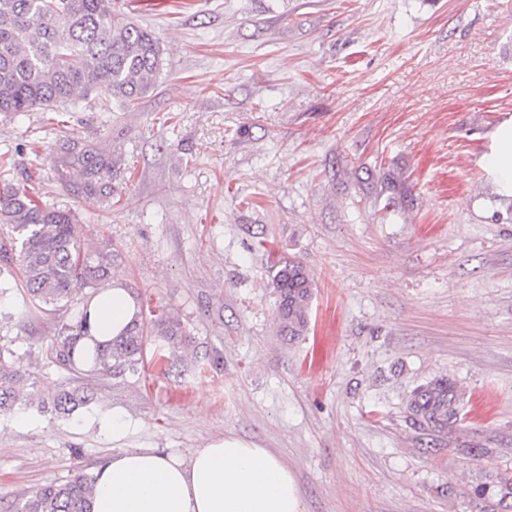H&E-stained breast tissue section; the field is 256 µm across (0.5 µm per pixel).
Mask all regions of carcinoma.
<instances>
[{
	"instance_id": "carcinoma-1",
	"label": "carcinoma",
	"mask_w": 512,
	"mask_h": 512,
	"mask_svg": "<svg viewBox=\"0 0 512 512\" xmlns=\"http://www.w3.org/2000/svg\"><path fill=\"white\" fill-rule=\"evenodd\" d=\"M160 46L154 33L112 8V0H0V113L53 110L96 95L131 108L155 84ZM113 159L90 145L73 144L56 168L59 178L70 169L81 178L83 195L112 198ZM0 294L20 282L34 303L57 306L81 289H97L112 277V251L84 249L71 215L38 200L35 188L0 189ZM270 286L278 298V332L294 341L307 331L313 280L299 263L279 260L269 267ZM88 335L87 309L63 324L52 351L55 361L75 371L76 346ZM155 359L185 339L181 321L165 312L138 317L117 338L96 344L88 362L102 374H135L144 362L149 337ZM0 345V411L27 404L33 387L29 374ZM451 384L441 379L417 389L412 412L434 425L448 421ZM88 403L67 388L52 400V410L69 415ZM96 477L79 469L64 480L47 483L12 502L10 512H91ZM472 494L495 503L496 512H512V476L475 486Z\"/></svg>"
}]
</instances>
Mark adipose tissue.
Listing matches in <instances>:
<instances>
[{"instance_id": "ef3b65f1", "label": "adipose tissue", "mask_w": 512, "mask_h": 512, "mask_svg": "<svg viewBox=\"0 0 512 512\" xmlns=\"http://www.w3.org/2000/svg\"><path fill=\"white\" fill-rule=\"evenodd\" d=\"M484 168L512 197V121L490 135ZM88 348L119 336L139 305L120 280L90 301ZM92 512H303L296 480L273 451L235 435L209 440L188 458L155 448H121L96 469Z\"/></svg>"}]
</instances>
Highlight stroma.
Masks as SVG:
<instances>
[{
	"mask_svg": "<svg viewBox=\"0 0 512 512\" xmlns=\"http://www.w3.org/2000/svg\"><path fill=\"white\" fill-rule=\"evenodd\" d=\"M116 4L159 40L155 88L128 111L0 114V159L187 338L164 372H70L49 348L83 296H1L34 387L0 418V512L117 449L185 457L228 433L281 457L303 512H492L470 490L512 471V200L482 158L512 119V0ZM76 142L111 149L114 202L57 178ZM272 257L314 282L291 344ZM440 377L458 396L434 427L408 400ZM63 388L89 404L38 412ZM106 410L133 428L113 438Z\"/></svg>",
	"mask_w": 512,
	"mask_h": 512,
	"instance_id": "35a3bbf8",
	"label": "stroma"
}]
</instances>
